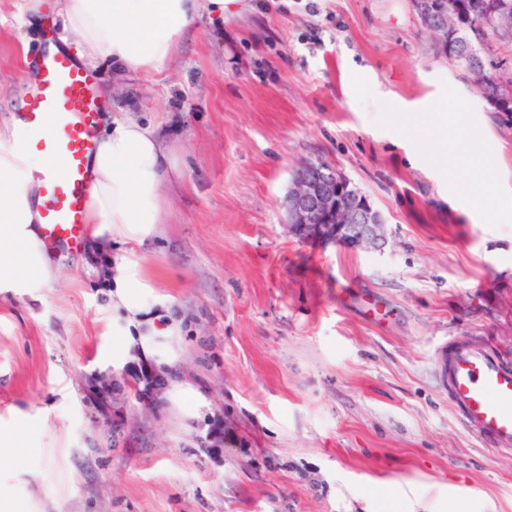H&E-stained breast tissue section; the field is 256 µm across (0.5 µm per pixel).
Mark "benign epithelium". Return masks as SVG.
<instances>
[{
	"label": "benign epithelium",
	"mask_w": 512,
	"mask_h": 512,
	"mask_svg": "<svg viewBox=\"0 0 512 512\" xmlns=\"http://www.w3.org/2000/svg\"><path fill=\"white\" fill-rule=\"evenodd\" d=\"M442 0H413L420 24L433 33L439 45L451 52L457 43L466 10L449 12ZM483 23L496 31L512 33V3L499 0L496 8L483 17ZM471 83L480 96L488 98L493 82L483 67L470 70ZM283 207L293 236L350 247H385L382 214L341 172L328 163L307 161L293 172Z\"/></svg>",
	"instance_id": "benign-epithelium-1"
}]
</instances>
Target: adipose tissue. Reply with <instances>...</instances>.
I'll use <instances>...</instances> for the list:
<instances>
[{
    "label": "adipose tissue",
    "instance_id": "adipose-tissue-1",
    "mask_svg": "<svg viewBox=\"0 0 512 512\" xmlns=\"http://www.w3.org/2000/svg\"><path fill=\"white\" fill-rule=\"evenodd\" d=\"M241 0H58L57 15L65 48L75 59L117 71L160 72L176 55L199 14L217 22L237 16ZM44 164L35 147L24 145L17 127L0 131V283L21 294L48 287L52 261L40 239L39 183ZM87 215L95 224V250L113 238L133 249L115 265L112 306L122 317L112 327V364L145 357L157 367L174 365L180 356L179 325L154 312L135 252L163 223L170 206L165 192L177 168L173 151L156 128L133 119H116L101 137L92 157ZM164 397L183 421L197 420L209 409L208 399L192 385L169 381Z\"/></svg>",
    "mask_w": 512,
    "mask_h": 512
}]
</instances>
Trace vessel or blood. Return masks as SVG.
<instances>
[{
  "mask_svg": "<svg viewBox=\"0 0 512 512\" xmlns=\"http://www.w3.org/2000/svg\"><path fill=\"white\" fill-rule=\"evenodd\" d=\"M31 78L15 114L26 144L46 158L41 184L39 232L49 254L60 259L78 252L88 234L89 160L99 146L102 104L96 75L41 39L25 59ZM442 375L453 407L477 437L512 450V366L486 347L449 342Z\"/></svg>",
  "mask_w": 512,
  "mask_h": 512,
  "instance_id": "vessel-or-blood-1",
  "label": "vessel or blood"
}]
</instances>
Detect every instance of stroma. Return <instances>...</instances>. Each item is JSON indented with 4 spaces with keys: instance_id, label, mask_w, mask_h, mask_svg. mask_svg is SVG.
Here are the masks:
<instances>
[{
    "instance_id": "35a3bbf8",
    "label": "stroma",
    "mask_w": 512,
    "mask_h": 512,
    "mask_svg": "<svg viewBox=\"0 0 512 512\" xmlns=\"http://www.w3.org/2000/svg\"><path fill=\"white\" fill-rule=\"evenodd\" d=\"M245 4L198 17L159 74L96 67L102 128L142 120L176 151L141 276L181 321L177 376L232 436L210 445L113 368L106 274L126 246L87 247L38 297L0 288V430L26 443L0 459V512H512V453L469 433L440 373L458 338L512 360V114L411 0ZM29 5L0 0V128L41 38ZM440 113L483 134L450 173ZM305 161L383 214V251L289 233ZM477 162L496 173L480 188Z\"/></svg>"
}]
</instances>
